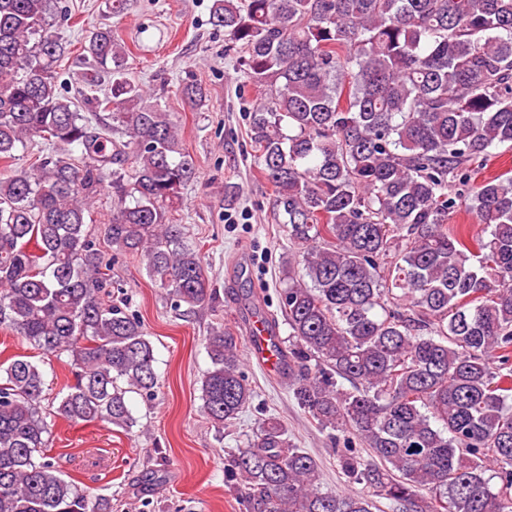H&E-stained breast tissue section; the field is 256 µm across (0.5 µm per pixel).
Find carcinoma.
<instances>
[{
  "label": "carcinoma",
  "instance_id": "1",
  "mask_svg": "<svg viewBox=\"0 0 512 512\" xmlns=\"http://www.w3.org/2000/svg\"><path fill=\"white\" fill-rule=\"evenodd\" d=\"M57 0H0V325L70 357L57 413L131 432L154 396V350L85 212L112 187L107 245L139 255L176 306L213 304L198 250L169 213L196 174L177 124L130 81V50L90 32L79 95L56 67ZM210 20L264 95L248 114L273 218L297 247L280 312L298 405L338 433L353 484L263 420L224 463L248 512H512V176L471 164L512 145V0H212ZM195 105L206 89L187 84ZM107 116H101V113ZM80 155H74V150ZM465 205L488 236L448 233ZM202 409L232 424L254 391L239 337L207 339ZM43 368L0 364V512H112L48 460ZM492 471L498 484L491 485Z\"/></svg>",
  "mask_w": 512,
  "mask_h": 512
}]
</instances>
